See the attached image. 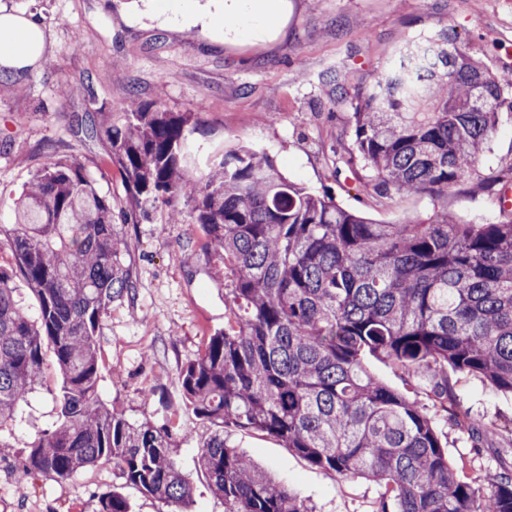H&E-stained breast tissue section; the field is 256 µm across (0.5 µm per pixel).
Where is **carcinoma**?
I'll use <instances>...</instances> for the list:
<instances>
[{"instance_id": "1", "label": "carcinoma", "mask_w": 512, "mask_h": 512, "mask_svg": "<svg viewBox=\"0 0 512 512\" xmlns=\"http://www.w3.org/2000/svg\"><path fill=\"white\" fill-rule=\"evenodd\" d=\"M333 82L354 129L353 151L336 162L360 163L362 192L430 195L428 217L376 222L289 181L253 146L225 151L198 186L185 170L193 114L143 101L133 86L118 118H85L132 210L190 198L203 248L224 265L231 318L180 372L187 404L213 426L198 465L224 512H309L224 438L254 429L317 468L379 483L376 512H512V469L463 480L424 409L362 362L369 354L429 381L456 424L466 415L448 405L450 374L512 395V211L476 224L447 206L512 109V72L490 71L444 29L390 52L369 84ZM116 219L77 161L43 167L20 194L7 239L15 268L0 269V429L41 384L47 338L60 386L24 471L69 480L115 461L126 484L179 512L192 488L169 432L129 422L99 394L103 316L135 296ZM16 272L37 297L32 316L13 298ZM99 512L130 506L114 491Z\"/></svg>"}]
</instances>
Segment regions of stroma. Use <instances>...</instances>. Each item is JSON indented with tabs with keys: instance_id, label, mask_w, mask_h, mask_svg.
I'll return each instance as SVG.
<instances>
[{
	"instance_id": "stroma-1",
	"label": "stroma",
	"mask_w": 512,
	"mask_h": 512,
	"mask_svg": "<svg viewBox=\"0 0 512 512\" xmlns=\"http://www.w3.org/2000/svg\"><path fill=\"white\" fill-rule=\"evenodd\" d=\"M186 0H0V12L33 15L44 26L36 64L17 71L21 93L0 97V229L15 222V202L34 172L47 164L84 165L114 211L128 205L126 182L107 161L105 141L88 138L82 121L114 106L129 86L140 98L172 112L196 111L190 141L197 147L189 173L200 178L213 157L246 143L266 149L280 171L312 192L330 190L337 203L385 224L429 215L425 194L383 199L357 190L359 168L332 177L336 153L352 147V112L331 81L372 82L386 51L406 40L453 30L459 46L491 70L512 68V0H288L274 33L226 42L219 27L183 22ZM95 81L90 95L65 97L66 83ZM512 171V112L502 113L478 161L448 192V209L466 222L496 220L488 190ZM187 198L159 202L122 228L134 301H117L102 319L103 402L133 423L150 422L171 434V455L192 485L187 512H224L199 471L197 458L210 427L186 406L181 368L208 336L222 330L230 306L215 262L201 249ZM180 211L172 221V211ZM46 379L23 421L0 432V512H98L104 495L119 491L131 512H167L166 505L126 485L117 464L86 469L59 481L24 478L21 461L34 432L53 411L59 386L51 344H44ZM461 411L484 422L479 433L456 426L435 405L427 385L411 396L426 407L448 458L470 477L512 463V396L492 392L470 376L452 375ZM229 443L297 494L311 512H375L380 486L336 477L311 466L266 433L238 429Z\"/></svg>"
}]
</instances>
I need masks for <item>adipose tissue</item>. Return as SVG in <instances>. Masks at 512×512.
I'll return each instance as SVG.
<instances>
[{"instance_id": "1", "label": "adipose tissue", "mask_w": 512, "mask_h": 512, "mask_svg": "<svg viewBox=\"0 0 512 512\" xmlns=\"http://www.w3.org/2000/svg\"><path fill=\"white\" fill-rule=\"evenodd\" d=\"M213 16L224 23V36L236 38L256 26L274 27L287 0H209ZM42 22L34 16L0 14V64L24 66L36 61L42 48Z\"/></svg>"}]
</instances>
